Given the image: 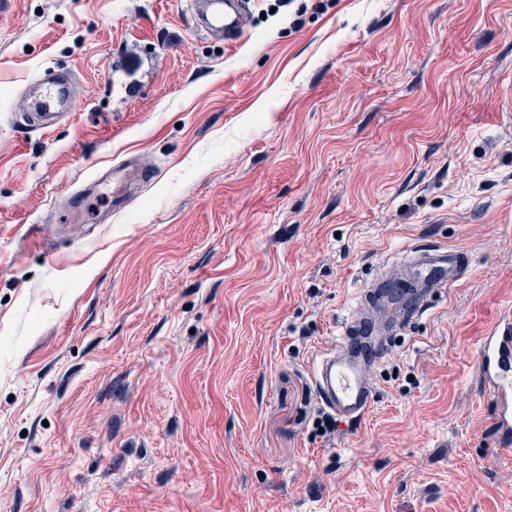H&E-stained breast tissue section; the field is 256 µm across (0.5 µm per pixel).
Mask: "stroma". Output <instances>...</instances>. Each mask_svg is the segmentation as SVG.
<instances>
[{"mask_svg": "<svg viewBox=\"0 0 512 512\" xmlns=\"http://www.w3.org/2000/svg\"><path fill=\"white\" fill-rule=\"evenodd\" d=\"M0 0V512H512V0ZM75 109L18 124L44 71ZM150 168L112 209V169ZM88 197L79 223L73 195ZM468 254L322 434L370 274ZM207 28L224 36L225 40H234L245 30V14L241 9L234 8L232 3L222 0H211L208 4ZM483 389L494 404L499 447L512 446V319L499 321L483 336L479 353Z\"/></svg>", "mask_w": 512, "mask_h": 512, "instance_id": "stroma-1", "label": "stroma"}]
</instances>
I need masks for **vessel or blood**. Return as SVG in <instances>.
<instances>
[{
	"mask_svg": "<svg viewBox=\"0 0 512 512\" xmlns=\"http://www.w3.org/2000/svg\"><path fill=\"white\" fill-rule=\"evenodd\" d=\"M207 27L225 39L233 40L245 30V14L230 0H210ZM40 92L31 98L28 118L43 120L56 112L69 111L74 95L67 75L46 72L39 81ZM150 169L120 166L112 177L119 187L112 192V207L120 209L129 199L127 186L132 179L149 180ZM408 264L422 279V288L413 290L402 306L386 318H378L373 302H365L362 312L348 321L334 348L325 351L314 370L313 382L322 405L341 422L354 424L371 411L376 390L375 367L385 357L391 336L412 320L427 304L430 293L454 288L467 267V256L460 251L437 246H415ZM482 386L494 407L493 426L499 447L512 446V319L499 321L483 336L479 353Z\"/></svg>",
	"mask_w": 512,
	"mask_h": 512,
	"instance_id": "1",
	"label": "vessel or blood"
}]
</instances>
